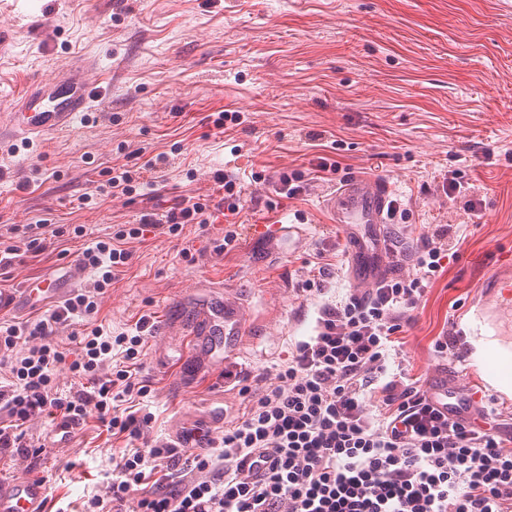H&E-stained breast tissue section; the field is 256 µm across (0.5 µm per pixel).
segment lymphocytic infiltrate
<instances>
[{"mask_svg": "<svg viewBox=\"0 0 512 512\" xmlns=\"http://www.w3.org/2000/svg\"><path fill=\"white\" fill-rule=\"evenodd\" d=\"M214 180L220 198L182 200L84 247L77 260L91 272L90 286L47 318L0 320V361L8 363L0 375V451L22 448V426L39 417L77 426L92 418L114 437L142 435L149 420L131 404L148 392L137 376L149 319L113 332L98 318L101 299L128 266L133 241L149 233L179 238L189 225L212 224L215 212L239 213L237 175L219 170ZM449 232L422 238L412 275L382 278L325 308L314 335L214 440V453L194 456L169 491L144 490L159 462L179 461L174 444L157 442L113 458L111 483L80 512H512V448L496 425L451 419L418 381L385 377L392 335L444 271ZM67 321L80 327L69 356L57 340ZM62 366L77 390H60Z\"/></svg>", "mask_w": 512, "mask_h": 512, "instance_id": "obj_1", "label": "lymphocytic infiltrate"}]
</instances>
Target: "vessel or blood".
I'll list each match as a JSON object with an SVG mask.
<instances>
[{"instance_id":"obj_1","label":"vessel or blood","mask_w":512,"mask_h":512,"mask_svg":"<svg viewBox=\"0 0 512 512\" xmlns=\"http://www.w3.org/2000/svg\"><path fill=\"white\" fill-rule=\"evenodd\" d=\"M92 64L71 68L57 77L39 79L25 91L21 100L0 109V140L17 136L45 137L71 131L92 109L98 91ZM391 187L388 183L356 177L333 192L325 206L336 224H382L386 221ZM294 232L287 224H252L251 236L271 237L288 241ZM85 277L81 266H73L66 283L55 279L42 280L41 284L26 282L11 296L0 294V310L22 302L33 304L35 298L64 297L65 286H76ZM234 312L222 311L213 305L203 308L196 338L190 339L191 349H198L202 336H220L224 327L237 326ZM494 370H486L477 386L463 383L460 375L439 371L431 381L433 394L448 408L450 416L471 412L481 404L486 394L495 400H510L512 394L493 390ZM46 487L42 480L23 479L0 482V512H45L43 503Z\"/></svg>"}]
</instances>
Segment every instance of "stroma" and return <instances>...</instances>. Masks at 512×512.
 I'll list each match as a JSON object with an SVG mask.
<instances>
[{
	"label": "stroma",
	"mask_w": 512,
	"mask_h": 512,
	"mask_svg": "<svg viewBox=\"0 0 512 512\" xmlns=\"http://www.w3.org/2000/svg\"><path fill=\"white\" fill-rule=\"evenodd\" d=\"M0 31L9 35L0 100L82 62L98 63L106 89L74 130L0 144V232L43 219L87 230L23 253L0 276V292L63 275L73 253L113 225L214 193L212 174L224 167L243 186L238 222L300 230L288 244L243 233L222 253L220 217L177 239L133 243L99 317L116 332L145 314L152 324L142 371L151 391L141 403L150 423L135 447L173 440L216 407L236 421L313 334L320 309L366 288L351 255L372 240L371 225L331 223L324 207L355 175L388 182L407 212L381 227L398 246L395 275L411 273L414 247L435 225H452L459 239L396 333L389 371L426 385L444 363L471 365L453 319L470 306L495 315L496 286L512 279V0H0ZM224 109L242 118L220 134L210 116ZM159 154L166 161L147 171L144 193L84 205L107 170ZM322 157L336 166L332 180L313 177ZM293 170L305 181L291 198L279 175ZM451 176L464 185L452 199L442 189ZM308 278L321 291H301ZM223 303L237 307L241 330L222 336L218 356L194 360L193 319ZM438 336L447 356L433 348ZM23 435L25 452H0V479L41 478L65 503L103 493L112 454L126 445L93 420L65 438L39 418Z\"/></svg>",
	"instance_id": "obj_1"
}]
</instances>
